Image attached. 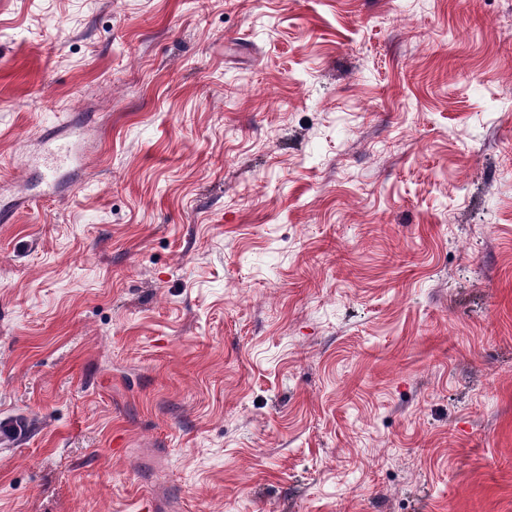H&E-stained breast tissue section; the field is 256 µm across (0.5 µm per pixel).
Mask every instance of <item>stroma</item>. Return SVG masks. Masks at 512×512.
<instances>
[{
    "instance_id": "obj_1",
    "label": "stroma",
    "mask_w": 512,
    "mask_h": 512,
    "mask_svg": "<svg viewBox=\"0 0 512 512\" xmlns=\"http://www.w3.org/2000/svg\"><path fill=\"white\" fill-rule=\"evenodd\" d=\"M4 200L0 512H512V0H0ZM80 131L70 127V135L65 139H55L50 137L45 141L44 154L47 161L41 171L42 178L47 184H54L55 176L58 168L70 161L71 149L70 141L72 138L79 136Z\"/></svg>"
}]
</instances>
